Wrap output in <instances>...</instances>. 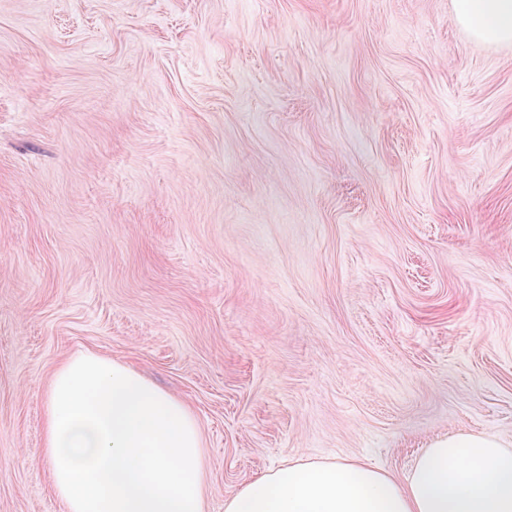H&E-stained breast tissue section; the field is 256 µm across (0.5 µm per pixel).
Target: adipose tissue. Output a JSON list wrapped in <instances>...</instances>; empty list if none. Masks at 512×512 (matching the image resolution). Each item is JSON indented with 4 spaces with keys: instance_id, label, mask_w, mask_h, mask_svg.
Returning a JSON list of instances; mask_svg holds the SVG:
<instances>
[{
    "instance_id": "obj_1",
    "label": "adipose tissue",
    "mask_w": 512,
    "mask_h": 512,
    "mask_svg": "<svg viewBox=\"0 0 512 512\" xmlns=\"http://www.w3.org/2000/svg\"><path fill=\"white\" fill-rule=\"evenodd\" d=\"M480 43H512V0H452ZM224 512H512V448L485 432L436 438L403 476L360 458L293 459L224 500Z\"/></svg>"
}]
</instances>
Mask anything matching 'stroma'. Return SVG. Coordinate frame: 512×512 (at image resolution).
<instances>
[{
	"label": "stroma",
	"mask_w": 512,
	"mask_h": 512,
	"mask_svg": "<svg viewBox=\"0 0 512 512\" xmlns=\"http://www.w3.org/2000/svg\"><path fill=\"white\" fill-rule=\"evenodd\" d=\"M184 400L205 510L299 457L512 446V45L451 0H0V512L61 362Z\"/></svg>",
	"instance_id": "1"
}]
</instances>
